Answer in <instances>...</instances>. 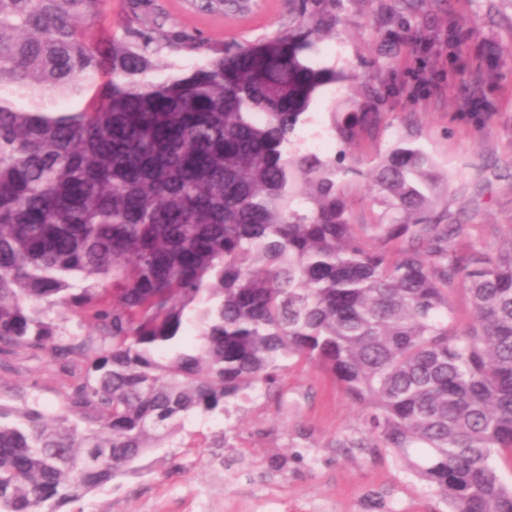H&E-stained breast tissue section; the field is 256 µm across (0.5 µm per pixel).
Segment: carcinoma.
I'll use <instances>...</instances> for the list:
<instances>
[{"instance_id": "carcinoma-1", "label": "carcinoma", "mask_w": 512, "mask_h": 512, "mask_svg": "<svg viewBox=\"0 0 512 512\" xmlns=\"http://www.w3.org/2000/svg\"><path fill=\"white\" fill-rule=\"evenodd\" d=\"M326 2L293 26L319 31ZM100 3L0 0V362L83 365L54 427L0 404V512H60L301 363L366 409L353 447L388 449L448 512H512V237L434 213L449 179L413 136L368 173L371 221L350 223L347 154L382 113H329L332 155L296 145L344 79L314 42L226 56L132 0L136 24L101 49L78 33ZM165 50L201 60L153 79ZM493 80L468 83L473 102Z\"/></svg>"}]
</instances>
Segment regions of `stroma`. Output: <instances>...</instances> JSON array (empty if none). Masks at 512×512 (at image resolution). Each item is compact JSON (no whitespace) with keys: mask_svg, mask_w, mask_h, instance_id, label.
<instances>
[{"mask_svg":"<svg viewBox=\"0 0 512 512\" xmlns=\"http://www.w3.org/2000/svg\"><path fill=\"white\" fill-rule=\"evenodd\" d=\"M129 0H102L97 19L80 29L105 47L121 35ZM164 30L219 45L231 55L287 31L302 0H143ZM397 0H332L330 31L316 36L322 65L346 81L322 88L309 106V140L331 112H379V130L350 152L366 171L399 137L418 140L447 169L459 196H470L479 166L495 169L465 220L472 237L489 242L512 232V0H416L410 24L390 23ZM456 18V56L435 54L430 37ZM499 78L486 89L485 111L497 121L480 130L463 85L477 69ZM73 381L47 354H19L0 366V403H37L50 417ZM364 411L309 366L292 368L268 395L230 403L224 415L186 421L167 448L155 449L137 473L65 505L63 512H447L444 503L383 448L343 449Z\"/></svg>","mask_w":512,"mask_h":512,"instance_id":"1","label":"stroma"}]
</instances>
